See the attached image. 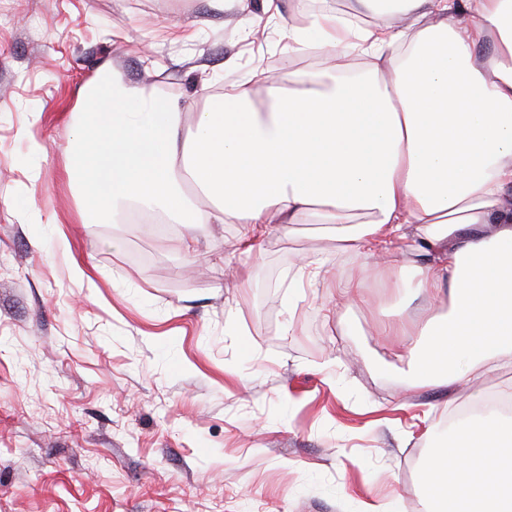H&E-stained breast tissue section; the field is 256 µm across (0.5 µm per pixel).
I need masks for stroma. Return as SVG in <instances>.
Wrapping results in <instances>:
<instances>
[{
    "label": "stroma",
    "instance_id": "stroma-1",
    "mask_svg": "<svg viewBox=\"0 0 512 512\" xmlns=\"http://www.w3.org/2000/svg\"><path fill=\"white\" fill-rule=\"evenodd\" d=\"M240 17L210 0H0V512H353L397 497L415 512L424 432L471 400L418 385L390 334L414 254L376 268L313 216L249 256L228 225L82 223L65 161L102 63L137 81L146 60L181 58L153 81L198 105L227 81L317 68L319 51L246 44ZM305 258L325 266L292 310ZM340 280L360 283L355 300L337 303Z\"/></svg>",
    "mask_w": 512,
    "mask_h": 512
}]
</instances>
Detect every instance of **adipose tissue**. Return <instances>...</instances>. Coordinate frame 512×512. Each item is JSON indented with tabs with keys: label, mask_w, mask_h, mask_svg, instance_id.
Instances as JSON below:
<instances>
[{
	"label": "adipose tissue",
	"mask_w": 512,
	"mask_h": 512,
	"mask_svg": "<svg viewBox=\"0 0 512 512\" xmlns=\"http://www.w3.org/2000/svg\"><path fill=\"white\" fill-rule=\"evenodd\" d=\"M268 22L317 70L225 85L192 111L102 65L78 93L66 174L85 224L127 208L166 224H233L245 252L299 214L341 250L399 261L424 243L400 348L423 380L512 364V0H358ZM448 311H441V304ZM418 512H512V416L490 409L429 432Z\"/></svg>",
	"instance_id": "obj_1"
}]
</instances>
